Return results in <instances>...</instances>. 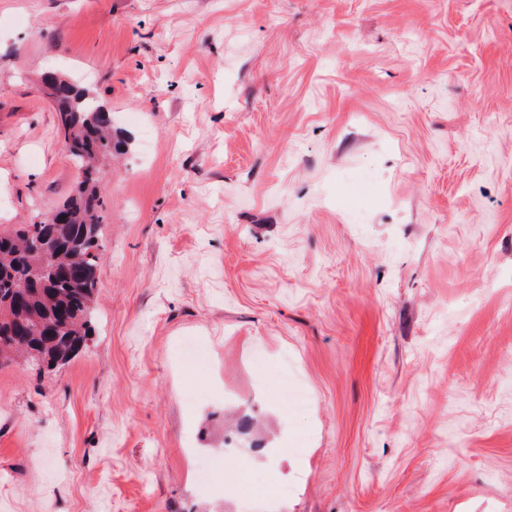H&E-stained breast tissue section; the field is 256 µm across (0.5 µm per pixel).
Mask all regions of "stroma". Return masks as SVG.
I'll return each mask as SVG.
<instances>
[{
  "label": "stroma",
  "instance_id": "obj_1",
  "mask_svg": "<svg viewBox=\"0 0 512 512\" xmlns=\"http://www.w3.org/2000/svg\"><path fill=\"white\" fill-rule=\"evenodd\" d=\"M45 71L127 148L0 512H512V0H0L6 226L77 181Z\"/></svg>",
  "mask_w": 512,
  "mask_h": 512
}]
</instances>
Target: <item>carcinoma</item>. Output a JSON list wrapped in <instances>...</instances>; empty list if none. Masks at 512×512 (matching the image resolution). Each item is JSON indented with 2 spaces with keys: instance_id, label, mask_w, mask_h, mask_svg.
I'll use <instances>...</instances> for the list:
<instances>
[{
  "instance_id": "obj_1",
  "label": "carcinoma",
  "mask_w": 512,
  "mask_h": 512,
  "mask_svg": "<svg viewBox=\"0 0 512 512\" xmlns=\"http://www.w3.org/2000/svg\"><path fill=\"white\" fill-rule=\"evenodd\" d=\"M64 138L76 143L69 156L78 187L62 206L66 222L47 213L35 225L0 231V352L38 369L67 359L89 335L97 288L99 161L121 148L112 142V123L88 90L54 77Z\"/></svg>"
}]
</instances>
